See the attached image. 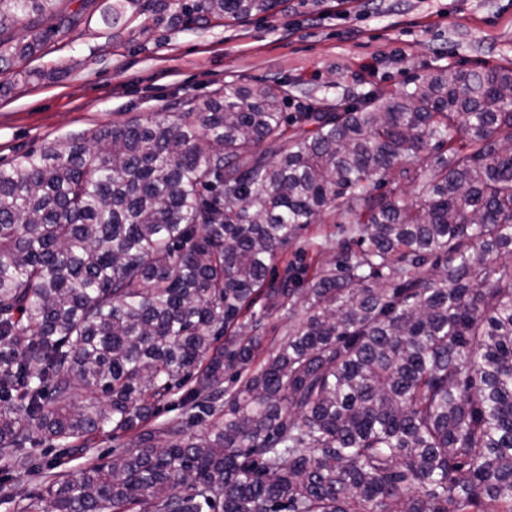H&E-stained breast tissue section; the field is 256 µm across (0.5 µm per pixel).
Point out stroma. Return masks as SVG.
I'll list each match as a JSON object with an SVG mask.
<instances>
[{
	"mask_svg": "<svg viewBox=\"0 0 512 512\" xmlns=\"http://www.w3.org/2000/svg\"><path fill=\"white\" fill-rule=\"evenodd\" d=\"M512 61V0H282L244 22L188 25L176 5L115 30L76 27L30 60L33 78L0 75V163L44 142L87 137L134 117L161 119L227 84L287 83V113L372 88L397 92L436 69L454 73ZM343 225L312 224L270 271L316 265L317 244Z\"/></svg>",
	"mask_w": 512,
	"mask_h": 512,
	"instance_id": "1",
	"label": "stroma"
}]
</instances>
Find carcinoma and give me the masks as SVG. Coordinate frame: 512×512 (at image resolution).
Here are the masks:
<instances>
[{"label":"carcinoma","mask_w":512,"mask_h":512,"mask_svg":"<svg viewBox=\"0 0 512 512\" xmlns=\"http://www.w3.org/2000/svg\"><path fill=\"white\" fill-rule=\"evenodd\" d=\"M61 2L0 0V73L80 22ZM287 99L230 84L0 164V461L45 477L16 512H512V63ZM329 220L333 261L267 280ZM271 310L288 331L251 372ZM100 435L129 448L45 460Z\"/></svg>","instance_id":"carcinoma-1"}]
</instances>
